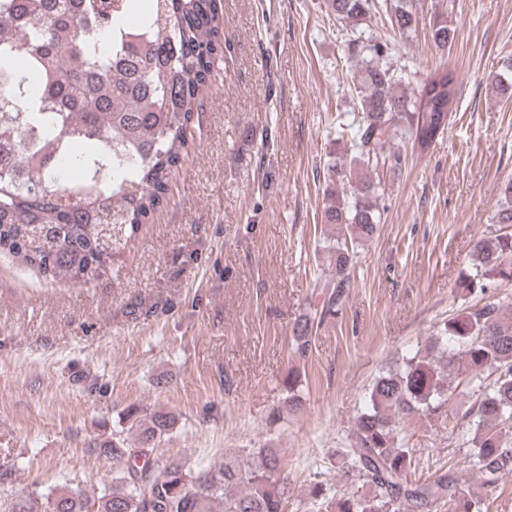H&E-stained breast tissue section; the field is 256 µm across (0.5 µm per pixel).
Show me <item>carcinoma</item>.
Masks as SVG:
<instances>
[{"instance_id": "1", "label": "carcinoma", "mask_w": 512, "mask_h": 512, "mask_svg": "<svg viewBox=\"0 0 512 512\" xmlns=\"http://www.w3.org/2000/svg\"><path fill=\"white\" fill-rule=\"evenodd\" d=\"M340 21L355 27L376 8L374 0H328ZM454 30L432 28L444 50ZM224 53V27L217 0H0V250L52 281L86 285L111 269L140 226L167 200L174 173L188 155L187 130L197 101ZM387 40L360 46L359 119L340 125L337 140L351 138L332 167L349 180L348 151L361 167L400 170L406 150L428 154L457 111L455 72L436 67L416 90L384 64ZM491 86L512 100V81L495 74ZM64 158L89 169L79 182L60 172ZM383 188L361 178L351 196L332 195L325 223L341 237L325 245L336 277L324 284L321 305L308 308L294 327V349L311 348L314 327L335 314L350 287L358 240L381 224L377 200ZM118 226L107 237L104 225ZM497 228L473 247L470 271L457 288L485 293L512 281V178L501 186L493 215ZM460 377L475 396L462 414L468 463L485 487H495L512 468V309L485 302L445 321L425 346L380 373L351 431L352 447L336 461L373 488L362 497L311 494L332 512H428L446 504L451 512H487L485 500L465 491L453 473L416 475L405 420L433 418L453 392L447 377ZM288 375L282 409L302 406ZM124 418L138 431L134 446L121 432L95 446L126 462L98 498L96 512H283L287 484L280 479L281 453L252 448L247 462L236 456L193 474L155 457L156 445L175 425L163 411L140 419L129 406ZM44 512H88L80 496L63 488L45 497Z\"/></svg>"}]
</instances>
